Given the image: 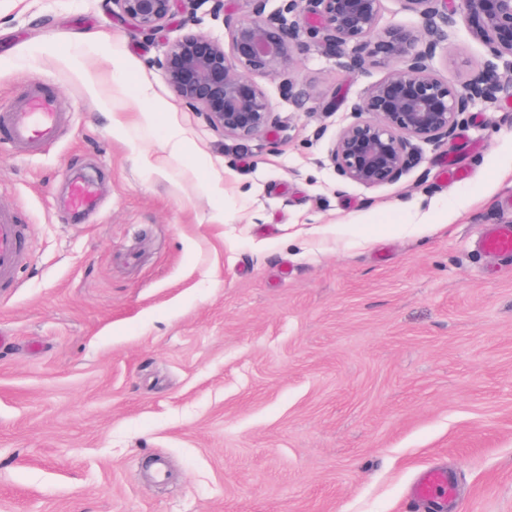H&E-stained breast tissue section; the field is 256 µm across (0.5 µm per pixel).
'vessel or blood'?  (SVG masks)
I'll return each instance as SVG.
<instances>
[{
    "mask_svg": "<svg viewBox=\"0 0 512 512\" xmlns=\"http://www.w3.org/2000/svg\"><path fill=\"white\" fill-rule=\"evenodd\" d=\"M67 114L47 83L34 77L25 95L9 110L0 113V148L20 150L35 156L56 142ZM22 224L0 212V288L11 287L25 251ZM483 249L512 258V225L498 224L482 241ZM453 494V482L439 469L422 471L414 485L416 501L443 507Z\"/></svg>",
    "mask_w": 512,
    "mask_h": 512,
    "instance_id": "vessel-or-blood-1",
    "label": "vessel or blood"
}]
</instances>
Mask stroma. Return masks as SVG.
Masks as SVG:
<instances>
[{"instance_id": "obj_1", "label": "stroma", "mask_w": 512, "mask_h": 512, "mask_svg": "<svg viewBox=\"0 0 512 512\" xmlns=\"http://www.w3.org/2000/svg\"><path fill=\"white\" fill-rule=\"evenodd\" d=\"M463 6L443 76L487 56ZM250 10L144 33L110 0H0V109L41 76L70 115L42 154L0 152L28 238L0 290V512H415L427 468L448 512H512V264L480 247L512 222V78L366 188L325 156L384 64L307 41L260 78L278 122L249 141L171 93L155 59ZM78 177L96 209L69 207ZM453 494V482L448 473L439 469L422 471L414 485V499L418 502L433 504L437 512H442L446 499Z\"/></svg>"}]
</instances>
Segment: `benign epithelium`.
Here are the masks:
<instances>
[{
  "instance_id": "obj_1",
  "label": "benign epithelium",
  "mask_w": 512,
  "mask_h": 512,
  "mask_svg": "<svg viewBox=\"0 0 512 512\" xmlns=\"http://www.w3.org/2000/svg\"><path fill=\"white\" fill-rule=\"evenodd\" d=\"M198 0H112L138 30L153 32L175 12L192 14ZM245 19L227 23L228 43L188 31L153 61L171 92L196 107L216 130L240 140L268 134L277 118L255 77L293 67L302 36L314 32L332 54L351 49V65L388 66L351 106L355 120L341 129L326 160L345 179L374 188L406 172L417 144L447 142L471 106L494 105L503 86L499 62L512 59V0H465L471 38L488 58L465 79L442 77L432 61L448 39L442 0H404L421 26H380L382 0H282L265 12L252 0Z\"/></svg>"
}]
</instances>
